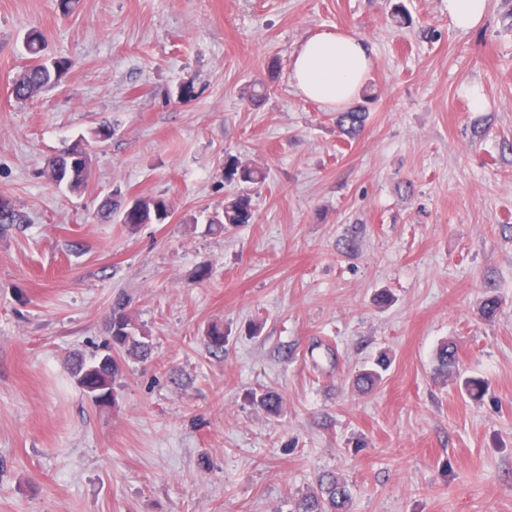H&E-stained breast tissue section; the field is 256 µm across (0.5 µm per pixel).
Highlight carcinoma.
Segmentation results:
<instances>
[{
	"label": "carcinoma",
	"instance_id": "cac0c4a2",
	"mask_svg": "<svg viewBox=\"0 0 512 512\" xmlns=\"http://www.w3.org/2000/svg\"><path fill=\"white\" fill-rule=\"evenodd\" d=\"M27 50L36 63L27 66L13 81L11 94L17 100L25 101L36 97L42 90L56 86L71 67L65 58H46L43 55V37L38 31L28 34ZM369 110L363 104H355L336 113V126L348 138H355L364 130ZM72 148L48 161L44 169L47 182L65 186L72 192L81 191L86 184L85 171L90 169L91 154L83 155L78 167L70 166ZM265 179L264 172L235 156L224 161V181L239 186L237 192L224 199L221 209L209 217L210 228L222 232L240 224H249L254 219L252 189ZM122 213L123 223L134 230L142 224H152L169 217L170 204L162 197H137L125 199L112 195L103 200L98 214L108 219L114 212ZM27 223V216L16 204L0 209V233H5L16 224ZM131 302L118 298L112 303L109 321L110 339L103 352L88 361L75 357L70 363V372L76 383L98 405H109L116 401L117 377L122 373V363L127 357L145 359L151 353V336L139 328L130 313ZM208 345L215 352L224 349V327L213 323L206 330ZM438 369L448 374L457 364V349L451 343L440 346L436 353ZM260 406L269 414L279 413L281 396L266 392L260 396ZM351 494L345 482L333 473H324L318 479L317 489L293 499L290 512H350Z\"/></svg>",
	"mask_w": 512,
	"mask_h": 512
}]
</instances>
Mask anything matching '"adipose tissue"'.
Returning <instances> with one entry per match:
<instances>
[{
	"instance_id": "adipose-tissue-1",
	"label": "adipose tissue",
	"mask_w": 512,
	"mask_h": 512,
	"mask_svg": "<svg viewBox=\"0 0 512 512\" xmlns=\"http://www.w3.org/2000/svg\"><path fill=\"white\" fill-rule=\"evenodd\" d=\"M374 65V53L361 37L319 31L302 40L294 52L290 78L300 97L344 109L359 98Z\"/></svg>"
}]
</instances>
